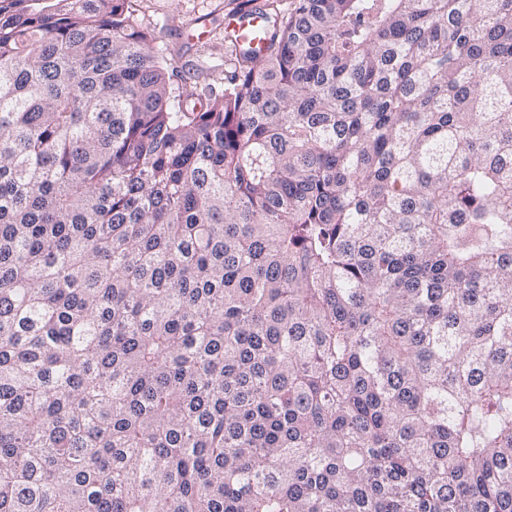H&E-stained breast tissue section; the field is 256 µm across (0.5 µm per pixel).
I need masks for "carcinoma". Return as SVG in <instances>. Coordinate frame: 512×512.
<instances>
[{
  "label": "carcinoma",
  "instance_id": "obj_1",
  "mask_svg": "<svg viewBox=\"0 0 512 512\" xmlns=\"http://www.w3.org/2000/svg\"><path fill=\"white\" fill-rule=\"evenodd\" d=\"M0 0V512H512V0ZM231 0H134L137 8L146 18L158 21V41L176 49L171 60V67L189 77L194 69L201 66L220 68L224 61V25L230 40L239 49L261 51L267 39L263 33L267 29L264 17L245 8L239 12H229L233 5ZM206 26V38H200ZM190 38V39H189Z\"/></svg>",
  "mask_w": 512,
  "mask_h": 512
}]
</instances>
